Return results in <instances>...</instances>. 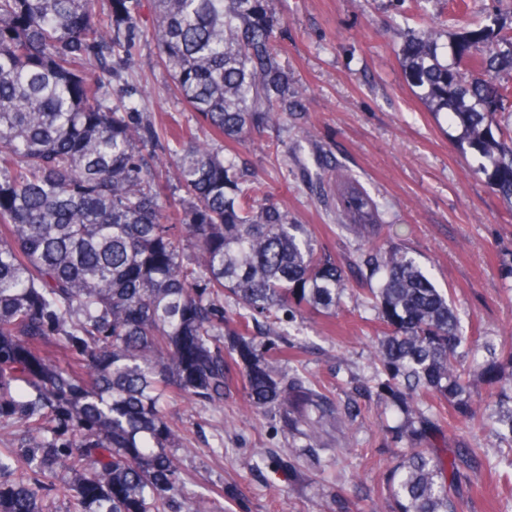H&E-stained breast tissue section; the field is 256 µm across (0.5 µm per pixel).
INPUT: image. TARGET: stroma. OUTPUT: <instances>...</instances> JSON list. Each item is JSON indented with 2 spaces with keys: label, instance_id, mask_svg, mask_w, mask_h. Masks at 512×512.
Listing matches in <instances>:
<instances>
[{
  "label": "stroma",
  "instance_id": "obj_1",
  "mask_svg": "<svg viewBox=\"0 0 512 512\" xmlns=\"http://www.w3.org/2000/svg\"><path fill=\"white\" fill-rule=\"evenodd\" d=\"M281 63L303 92L294 115L237 146L240 162L268 185L272 202L310 225L319 245L342 264L362 246L336 224L337 173L360 182L378 203L393 241L409 248L435 283L447 289L476 335L512 350V206L494 194L460 131L414 96L398 53L416 27L412 0H269ZM130 47L116 66L113 89L138 91L137 109L157 130L189 128L224 150L195 112L172 92L152 39L154 0H137ZM376 314L362 290L347 291L336 314L296 318L284 335L255 337L256 354L274 343L288 351L284 372H299L348 402L351 388L374 383L369 345ZM235 379L222 406L171 399L168 412L181 444L188 489L214 500L215 512H324L342 488L351 512H369L387 489L402 445L395 411L361 401L353 429L328 424L326 448L300 452L295 471L278 467L293 442L275 422L243 414ZM464 512H512V488L497 470L468 473L459 488Z\"/></svg>",
  "mask_w": 512,
  "mask_h": 512
}]
</instances>
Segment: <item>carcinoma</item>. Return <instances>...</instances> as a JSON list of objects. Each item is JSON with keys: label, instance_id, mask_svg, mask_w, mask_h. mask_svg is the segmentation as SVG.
<instances>
[{"label": "carcinoma", "instance_id": "carcinoma-1", "mask_svg": "<svg viewBox=\"0 0 512 512\" xmlns=\"http://www.w3.org/2000/svg\"><path fill=\"white\" fill-rule=\"evenodd\" d=\"M156 4L160 62L214 136L238 145L295 109L268 0ZM135 23L133 0H112L106 25L93 0H0V426L19 431L17 447L0 449V512H52L56 499L69 512H212L184 492L163 408L173 396L224 403L240 365L252 414L303 450L321 449L324 422L353 425L351 407L247 340L259 316L336 314L347 271L233 153L190 129L160 135L128 90L107 103V58L127 52ZM447 24L430 17L406 33L405 78L512 205V126L496 120L512 97L498 77L512 30L489 29L468 55L464 36L439 42ZM92 58L96 75L84 69ZM163 179L183 196L162 197ZM336 214L363 238L375 281L377 398L403 414L394 431L414 444L391 471L389 512H462L456 486L490 449L418 447L445 424H428L419 404L436 397L512 444V351L484 343L481 376L500 388L473 393L464 354L476 339L446 292L384 235L355 181H336ZM226 336L239 337L231 350Z\"/></svg>", "mask_w": 512, "mask_h": 512}]
</instances>
